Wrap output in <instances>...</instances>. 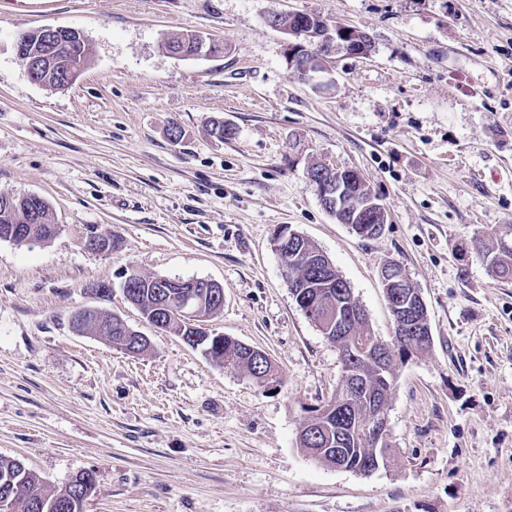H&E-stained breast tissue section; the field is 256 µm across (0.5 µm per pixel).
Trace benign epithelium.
I'll return each instance as SVG.
<instances>
[{"label":"benign epithelium","mask_w":512,"mask_h":512,"mask_svg":"<svg viewBox=\"0 0 512 512\" xmlns=\"http://www.w3.org/2000/svg\"><path fill=\"white\" fill-rule=\"evenodd\" d=\"M267 23L285 34L303 36V41L288 44V64L305 80L327 69L339 55H364L373 47V39L368 33L339 23L331 26L321 17L310 13L280 12L268 16ZM39 33L43 51L37 55L26 53L22 38H17L15 42L16 56L29 77L40 83L43 72L55 69L61 59L69 58L71 66L63 75L64 82L69 84L75 81L87 64L82 54L77 52L72 39L60 27H43L39 29ZM308 175L317 187L325 210L336 223L344 224L348 219L357 220L361 224L387 223L385 208L374 192L366 191L358 199L348 198L347 185L364 180L359 171L322 162L317 167L309 169ZM0 238L14 242H33V225L17 221L6 224L0 228ZM300 239L301 234L287 227L275 232L274 247L281 249L282 258L285 260L283 272H288L290 261L315 269L330 268V260L323 253L314 259L298 250L288 249V245ZM380 279L385 295L390 299L394 309V338L405 340L420 333V316L427 313L420 290L408 282L405 273L397 272L394 266L380 270ZM183 287L187 288L189 297L180 306L181 319L193 330L210 338L220 339V334L210 330L209 317L202 315L200 309L195 306V285L185 283ZM346 297L348 314L336 320V333L342 336L351 333L365 317L362 307L354 301L353 293H346ZM70 327L77 335L95 336L108 342L112 341V321L97 310L82 308L75 311L70 318ZM357 432L370 441L373 447H380L386 441V417L381 415L357 427Z\"/></svg>","instance_id":"7a95c632"}]
</instances>
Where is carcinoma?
<instances>
[{"mask_svg": "<svg viewBox=\"0 0 512 512\" xmlns=\"http://www.w3.org/2000/svg\"><path fill=\"white\" fill-rule=\"evenodd\" d=\"M35 222L40 224L37 231L38 240L46 242L52 239V224L49 220V206L43 201L38 208ZM476 251L486 259L493 276L503 279H512V245L504 238H499L496 245L489 246L483 239L473 241ZM288 274L300 280L305 286L306 297L315 301L313 305H304L302 310L317 327L325 323L328 314H336V308L345 302L343 293V277L337 269L308 270L300 272L294 267ZM131 294L134 305L148 321L153 318L168 316L172 308L180 300L181 293L175 289L161 292L155 287V281L150 277L134 279ZM123 336L125 330L121 319L112 317V343L121 351L137 355L145 350L141 346L137 349L124 347ZM328 339L341 342V349L348 348V343L360 341L362 343L374 339L367 328V321L360 323L358 334L347 340L342 336L330 335ZM206 354L216 358L224 357V366L235 370H244L255 381L281 382L278 366L271 360L254 359V355L241 344L230 337H224L222 346L215 348L214 343L206 341L201 344ZM431 346L425 345L418 339L400 341L386 345L384 370L380 371L366 359H356L348 365L352 379L361 386L360 397L348 403L338 412L332 409L336 405V398H331L326 405L318 410L312 419L305 423L303 429L317 432L318 437L306 439L304 448L311 457L319 462L329 465L336 462V456H341L350 463V467L360 468L370 460L376 449L369 447L368 443L351 429L352 422L360 424L375 419L384 412L390 398L395 381L397 364H404L413 357L426 354ZM97 475L93 470L82 471L76 474V481L69 482L64 488L55 491L45 487L40 476L25 465L10 457L0 456V499H7L11 504V512H83V497L90 496L96 486Z\"/></svg>", "mask_w": 512, "mask_h": 512, "instance_id": "carcinoma-1", "label": "carcinoma"}]
</instances>
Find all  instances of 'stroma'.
Here are the masks:
<instances>
[{
    "instance_id": "obj_1",
    "label": "stroma",
    "mask_w": 512,
    "mask_h": 512,
    "mask_svg": "<svg viewBox=\"0 0 512 512\" xmlns=\"http://www.w3.org/2000/svg\"><path fill=\"white\" fill-rule=\"evenodd\" d=\"M288 11L374 49L302 81L266 23ZM45 26L84 38L90 63L68 88L16 56ZM186 33L224 50L165 49ZM216 119L232 137L211 135ZM317 161L363 174L386 209L380 237L325 211ZM1 194L42 197L60 231L0 240V455L50 489L96 471L84 512H512V281L472 247L512 224V0H0ZM282 226L331 260L372 335L395 330L384 264L425 301L432 348L396 370L392 456L371 474L299 445L343 364L288 288ZM97 233L115 248L90 249ZM133 271L218 282L212 329L275 360L276 391L150 324L120 290ZM82 308L149 349L74 335Z\"/></svg>"
}]
</instances>
